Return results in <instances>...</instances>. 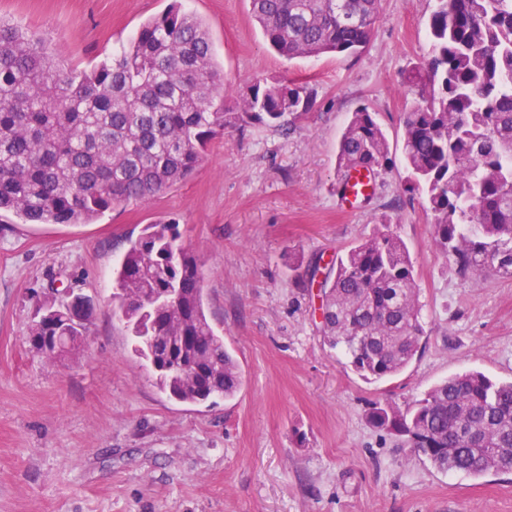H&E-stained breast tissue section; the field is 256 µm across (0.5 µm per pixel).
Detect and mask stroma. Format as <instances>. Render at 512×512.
Returning a JSON list of instances; mask_svg holds the SVG:
<instances>
[{"mask_svg": "<svg viewBox=\"0 0 512 512\" xmlns=\"http://www.w3.org/2000/svg\"><path fill=\"white\" fill-rule=\"evenodd\" d=\"M170 2L0 0V20L87 69ZM435 5L381 0L365 49L289 59L268 48L247 0H183L210 31L225 108L263 77L306 86L312 105L278 127L225 126L185 181L95 223L0 214V512H512V473L441 472L369 421L374 403L407 410L456 374L512 380V278L461 276L407 189L403 73L430 56ZM362 107L392 162L371 199L347 207L336 155ZM161 218L202 264L207 317L244 376L232 400L169 398L112 315L113 268ZM385 218L415 262L425 334L401 373L370 382L326 342L318 293L299 287L288 257L330 261ZM52 287L94 307L83 346L61 361L27 341Z\"/></svg>", "mask_w": 512, "mask_h": 512, "instance_id": "35a3bbf8", "label": "stroma"}]
</instances>
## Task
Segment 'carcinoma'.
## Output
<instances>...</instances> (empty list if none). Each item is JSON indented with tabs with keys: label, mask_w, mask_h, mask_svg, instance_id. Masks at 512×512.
<instances>
[{
	"label": "carcinoma",
	"mask_w": 512,
	"mask_h": 512,
	"mask_svg": "<svg viewBox=\"0 0 512 512\" xmlns=\"http://www.w3.org/2000/svg\"><path fill=\"white\" fill-rule=\"evenodd\" d=\"M268 45L288 59L354 53L370 42L379 0H248ZM431 56L409 71L419 101L405 121L410 190L425 194L434 241L459 271L512 278V0H436ZM208 28L172 0L128 44L90 69L53 61L50 43L0 20V212L25 224H92L115 206L148 204L186 180L209 142L233 122L278 125L310 107L306 88L256 79L238 111L223 91ZM338 168L372 172L390 163L386 135L362 107L343 132ZM382 229L331 262L321 281L322 330L366 380L403 371L420 349L414 262ZM112 314L131 330L171 399L232 398L242 385L224 337L205 313L202 266L178 224L147 225L113 271ZM180 289L170 305L158 297ZM68 312L40 303L29 336L56 360ZM370 421L426 454L442 472H512V382L480 372L451 376L399 413L375 405Z\"/></svg>",
	"instance_id": "obj_1"
}]
</instances>
